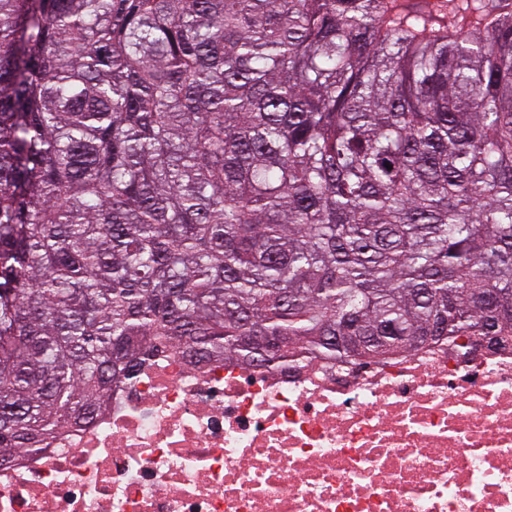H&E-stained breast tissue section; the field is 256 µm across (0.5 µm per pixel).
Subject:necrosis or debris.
<instances>
[{
	"label": "necrosis or debris",
	"instance_id": "4bbe7bcc",
	"mask_svg": "<svg viewBox=\"0 0 512 512\" xmlns=\"http://www.w3.org/2000/svg\"><path fill=\"white\" fill-rule=\"evenodd\" d=\"M0 512H512V341L361 367L149 339L105 410L0 465Z\"/></svg>",
	"mask_w": 512,
	"mask_h": 512
}]
</instances>
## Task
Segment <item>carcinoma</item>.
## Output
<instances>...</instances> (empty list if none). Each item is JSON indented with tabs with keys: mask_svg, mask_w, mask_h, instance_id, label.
<instances>
[{
	"mask_svg": "<svg viewBox=\"0 0 512 512\" xmlns=\"http://www.w3.org/2000/svg\"><path fill=\"white\" fill-rule=\"evenodd\" d=\"M512 336V0H0V461L152 336Z\"/></svg>",
	"mask_w": 512,
	"mask_h": 512,
	"instance_id": "obj_1",
	"label": "carcinoma"
}]
</instances>
